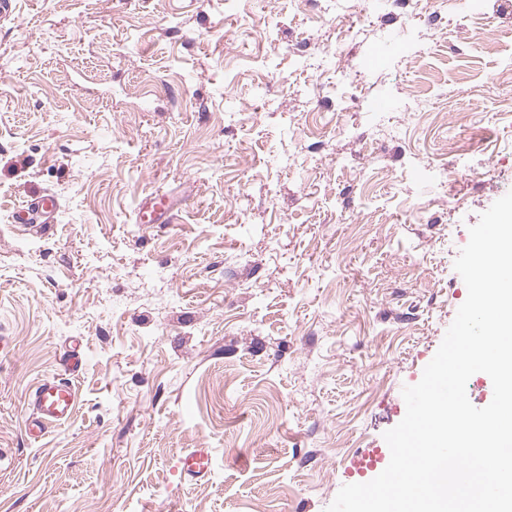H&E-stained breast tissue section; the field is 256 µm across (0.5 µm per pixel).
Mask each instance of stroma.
<instances>
[{
  "mask_svg": "<svg viewBox=\"0 0 512 512\" xmlns=\"http://www.w3.org/2000/svg\"><path fill=\"white\" fill-rule=\"evenodd\" d=\"M365 31L346 35L348 15ZM416 94L431 109L392 110ZM445 166L447 184L423 181ZM173 194L172 224L139 202ZM512 191V11L14 0L0 19V512H325L382 448ZM50 193L48 231L14 209ZM78 339L73 418L26 394ZM216 457L210 480L176 468ZM137 214L140 224H172L177 220L178 207L167 193L156 192L141 200ZM215 457L209 448H188L178 458V467L190 483L206 480L214 470Z\"/></svg>",
  "mask_w": 512,
  "mask_h": 512,
  "instance_id": "stroma-1",
  "label": "stroma"
}]
</instances>
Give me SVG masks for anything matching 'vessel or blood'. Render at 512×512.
<instances>
[{
	"label": "vessel or blood",
	"instance_id": "b4317fda",
	"mask_svg": "<svg viewBox=\"0 0 512 512\" xmlns=\"http://www.w3.org/2000/svg\"><path fill=\"white\" fill-rule=\"evenodd\" d=\"M58 208L57 198L46 194L20 205L13 211L12 219L25 228L45 230ZM177 216V206L160 192L145 197L138 206V219L143 224H172ZM83 365L82 349L77 346L68 348L60 357L59 374L42 380L28 392L26 401L31 417L26 424V433L30 439L42 438L47 426L64 424L73 417L78 404L74 378ZM214 464L215 457L208 448H189L178 458L181 474L191 483L208 479Z\"/></svg>",
	"mask_w": 512,
	"mask_h": 512
}]
</instances>
